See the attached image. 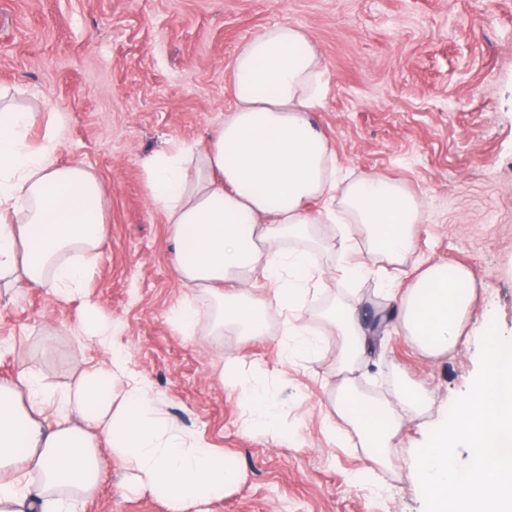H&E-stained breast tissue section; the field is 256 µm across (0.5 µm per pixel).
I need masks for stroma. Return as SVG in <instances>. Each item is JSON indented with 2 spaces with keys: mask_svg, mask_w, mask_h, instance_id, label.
I'll return each instance as SVG.
<instances>
[{
  "mask_svg": "<svg viewBox=\"0 0 512 512\" xmlns=\"http://www.w3.org/2000/svg\"><path fill=\"white\" fill-rule=\"evenodd\" d=\"M282 23L308 31L322 60L327 94L314 121L337 165L352 179L395 181L422 222L400 263L362 242L343 252L338 224L317 225L315 245L284 241L286 251L308 248L321 273L304 307L263 336H215L211 295L177 279L145 170L177 145L205 146L233 104L225 71L235 52ZM0 103L36 113L28 146L58 130L59 163L82 161L101 183L109 226L81 293L0 280V383L31 371L59 392L123 352L162 414L239 469L208 512H424L417 449L469 391L488 326L512 339V0H0ZM351 259L367 274L344 278ZM434 263L477 282L452 353L423 350L396 328L395 291ZM188 297L201 312L190 336L172 320ZM336 303L368 336L347 377L323 317ZM90 304L112 328L111 349L72 331ZM289 322L317 333V353L285 358ZM229 363L268 391L286 440L246 431L243 396L221 377ZM346 378L404 418L387 463L337 417ZM409 391L424 394L417 410L402 402ZM101 460L84 512H172L109 452Z\"/></svg>",
  "mask_w": 512,
  "mask_h": 512,
  "instance_id": "1",
  "label": "stroma"
}]
</instances>
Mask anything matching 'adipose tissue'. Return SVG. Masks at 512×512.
<instances>
[{
  "instance_id": "adipose-tissue-1",
  "label": "adipose tissue",
  "mask_w": 512,
  "mask_h": 512,
  "mask_svg": "<svg viewBox=\"0 0 512 512\" xmlns=\"http://www.w3.org/2000/svg\"><path fill=\"white\" fill-rule=\"evenodd\" d=\"M322 73L302 28L283 24L253 36L229 65L233 105L207 147L180 146L146 168L150 200L176 245L178 279L213 297V335L228 326L265 335L275 315L304 302L314 277L311 254L279 249L283 239L308 238L318 224L353 223L370 253L398 263L414 247L422 218L412 196L376 175L337 179L334 152L310 118L327 93ZM33 120V113L0 107V274L15 287L41 284L67 297L88 274L71 253L98 250L108 235L104 191L82 163H57L56 131L40 147H26ZM314 200L321 208L311 209ZM258 276L271 284V298L246 295ZM476 288L466 268L426 267L401 297L399 330L421 346L454 351ZM325 315L343 338L338 368L348 370L367 348L365 332L345 307ZM246 395V430L281 436L268 393L252 387ZM337 412L377 460L387 461L400 415L346 386ZM76 413L95 423L98 436L72 424ZM103 447L174 512L223 497L239 480L223 453L155 411L147 384L115 354L60 395L31 373L0 384V512H79L98 486Z\"/></svg>"
}]
</instances>
